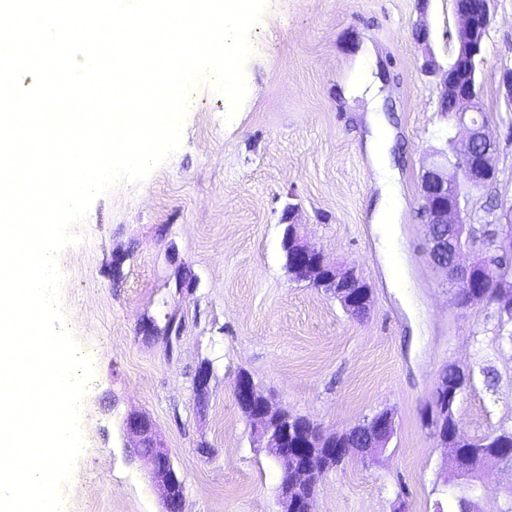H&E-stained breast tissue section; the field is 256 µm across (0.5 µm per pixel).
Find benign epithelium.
<instances>
[{
    "label": "benign epithelium",
    "instance_id": "benign-epithelium-1",
    "mask_svg": "<svg viewBox=\"0 0 512 512\" xmlns=\"http://www.w3.org/2000/svg\"><path fill=\"white\" fill-rule=\"evenodd\" d=\"M494 0H460L456 14L460 25L456 31L457 48L447 66H442L433 53L425 55L423 69L430 75L443 74L440 108L453 113L458 121L470 120L468 138L464 146L456 137L449 141L452 152L442 150L438 155L444 161L426 169L422 174L421 193L425 199L423 224L429 258L437 268L449 273L457 291L471 297L473 302L492 301L502 313L512 312V283H492V279H479L475 272L488 270L483 259L468 265L461 263L464 241L470 229L464 219L465 196L459 188L468 191L480 189L495 178L496 167L492 158L497 152L496 141L486 130L482 117L467 118L474 111L478 88L469 81H462L463 71H469L484 50L485 39L493 21ZM284 224L281 240L285 251L286 267L292 279L327 288L353 311L368 307L367 288L363 277L353 268H344L326 261L323 252L312 245L296 222V208L288 204L280 219ZM495 254L512 256V231H498L494 236ZM181 324L175 316H166L164 326L147 317L141 320L140 335L151 340L158 336L180 335ZM212 377L210 365L199 367L195 382V395L208 393ZM233 395L238 408L253 427L254 447L275 458L282 467L278 486L279 512H312L314 497L300 501L296 498L301 485L316 486L318 478L333 469L336 456L354 453L362 459L373 457L387 447L396 433L397 422L393 412L381 411L356 426L365 443L356 448H334L336 433H326L320 427L296 426V418L276 406L254 382L250 373L238 371L233 382ZM126 430L135 438L132 452L147 458L152 465L153 479L162 496L165 512L181 508L184 481L174 468L168 450L157 439L153 424L144 415L130 414Z\"/></svg>",
    "mask_w": 512,
    "mask_h": 512
}]
</instances>
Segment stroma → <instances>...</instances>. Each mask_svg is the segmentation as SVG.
Masks as SVG:
<instances>
[{
  "label": "stroma",
  "instance_id": "stroma-1",
  "mask_svg": "<svg viewBox=\"0 0 512 512\" xmlns=\"http://www.w3.org/2000/svg\"><path fill=\"white\" fill-rule=\"evenodd\" d=\"M453 3L430 0L422 16L416 0H267L249 35L247 94L235 117L200 77L180 149L142 181L93 202L76 227L81 243L59 258L66 326L94 362L82 402L85 450L64 512H164L150 464L129 451L132 413L150 417L184 478L181 512H277L279 469L254 448L233 398L241 369L330 433L394 412L388 447L372 462L348 456L322 476L313 512H394L401 503L408 512H452L441 493L447 450L426 425L439 374L455 365L473 375L457 404L463 439L512 427V346L496 338L497 309L458 303L419 219L423 172L447 133L461 143L467 135L439 109V77L422 69L425 53L444 63L454 51ZM484 56L482 112L498 177L466 206L478 233L496 221L488 197L512 203V109L499 93L502 69L512 68V0H495ZM357 84L375 95L353 93ZM375 107L401 198L392 257L381 252L380 191L365 146ZM290 200L326 260L365 276V319L289 276L280 215ZM182 268L196 283L179 294ZM169 314L180 335L143 341L141 320ZM205 361L213 376L201 406L193 379Z\"/></svg>",
  "mask_w": 512,
  "mask_h": 512
}]
</instances>
